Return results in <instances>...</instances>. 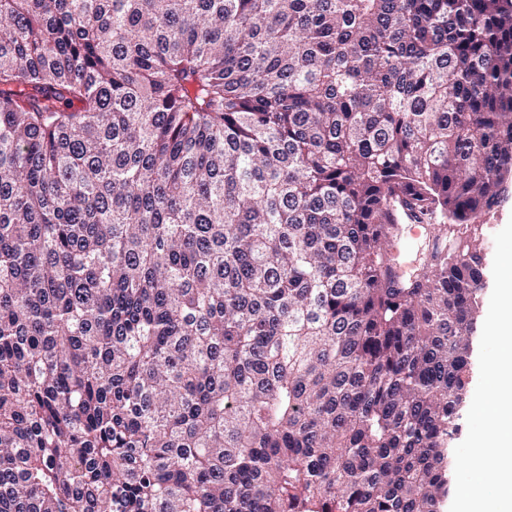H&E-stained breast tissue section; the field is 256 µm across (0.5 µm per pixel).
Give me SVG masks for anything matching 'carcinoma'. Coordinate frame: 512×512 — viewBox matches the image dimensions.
Here are the masks:
<instances>
[{
  "mask_svg": "<svg viewBox=\"0 0 512 512\" xmlns=\"http://www.w3.org/2000/svg\"><path fill=\"white\" fill-rule=\"evenodd\" d=\"M0 19V512H438L512 0ZM405 221L409 224L403 223L399 225V234L394 242V253L398 259L400 273L407 275L406 277L408 278L418 268L420 254L426 248L428 238L426 232L421 227L423 224L416 226V230H413L417 224L411 219H405Z\"/></svg>",
  "mask_w": 512,
  "mask_h": 512,
  "instance_id": "carcinoma-1",
  "label": "carcinoma"
}]
</instances>
